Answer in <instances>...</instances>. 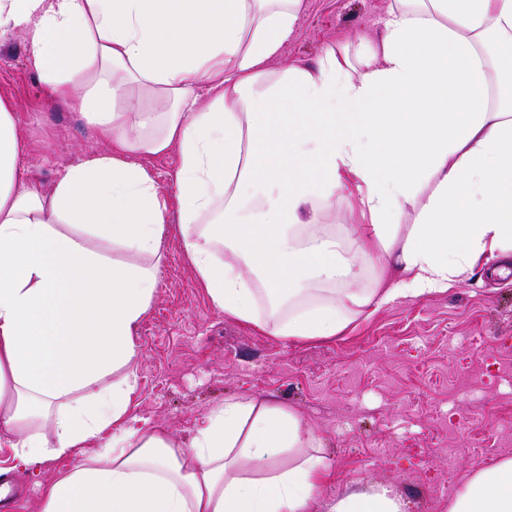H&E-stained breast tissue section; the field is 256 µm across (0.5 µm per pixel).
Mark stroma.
Returning <instances> with one entry per match:
<instances>
[{
	"instance_id": "1",
	"label": "stroma",
	"mask_w": 512,
	"mask_h": 512,
	"mask_svg": "<svg viewBox=\"0 0 512 512\" xmlns=\"http://www.w3.org/2000/svg\"><path fill=\"white\" fill-rule=\"evenodd\" d=\"M395 0H303L284 47L313 63L326 49L356 54L375 39ZM21 33L0 38V98L13 101L31 145L28 168L43 190L87 153L106 150L80 115L56 107L27 63ZM139 391L130 414L140 426L190 440L208 409L252 396L295 411L323 440L333 473L318 498L351 482L394 485L407 512H448V482L479 464L475 448L512 457V275L486 270L444 294L359 317L328 341L299 342L225 318L188 262L176 227L164 240L160 283L138 333ZM63 462L17 465L0 447V472L27 495L20 512H41L42 490Z\"/></svg>"
}]
</instances>
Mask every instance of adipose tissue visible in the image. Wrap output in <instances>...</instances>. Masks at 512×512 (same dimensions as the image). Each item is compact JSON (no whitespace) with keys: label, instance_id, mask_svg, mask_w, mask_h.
Returning <instances> with one entry per match:
<instances>
[{"label":"adipose tissue","instance_id":"adipose-tissue-1","mask_svg":"<svg viewBox=\"0 0 512 512\" xmlns=\"http://www.w3.org/2000/svg\"><path fill=\"white\" fill-rule=\"evenodd\" d=\"M302 9L0 0V37L23 33L49 100L109 140L42 190L0 99V433L24 465L67 461L41 512H311L329 478L321 438L251 396L188 442L132 426L166 224L217 310L296 341L512 270V0H396L356 57L314 64L284 57ZM173 149L168 191L145 160ZM351 198L342 239L321 218ZM321 509L406 503L376 483ZM448 512H512V458Z\"/></svg>","mask_w":512,"mask_h":512}]
</instances>
